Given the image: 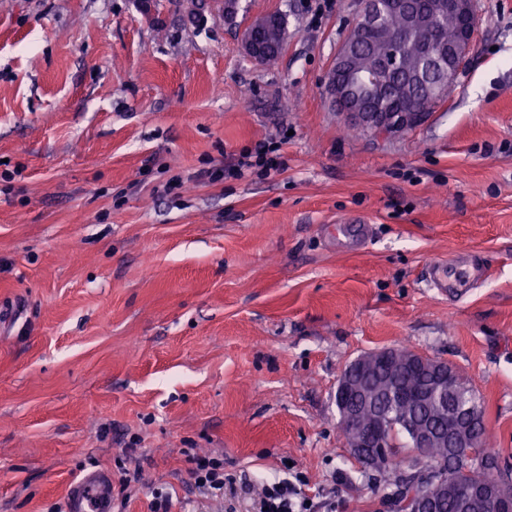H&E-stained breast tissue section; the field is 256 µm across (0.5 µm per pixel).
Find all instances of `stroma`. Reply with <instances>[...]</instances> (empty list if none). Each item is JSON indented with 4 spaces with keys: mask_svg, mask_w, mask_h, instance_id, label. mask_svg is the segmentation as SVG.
<instances>
[{
    "mask_svg": "<svg viewBox=\"0 0 512 512\" xmlns=\"http://www.w3.org/2000/svg\"><path fill=\"white\" fill-rule=\"evenodd\" d=\"M476 5L446 95L379 136L327 90L361 0H0V512H52L132 440L129 512L157 486L172 512H255L289 463L325 512H389L334 403L384 348L452 364L512 465V0ZM270 12L286 40L259 65L243 30ZM269 139L282 172L197 180ZM344 215L361 246L329 243ZM475 256L464 296L430 287V261ZM188 448L242 482L207 498Z\"/></svg>",
    "mask_w": 512,
    "mask_h": 512,
    "instance_id": "obj_1",
    "label": "stroma"
}]
</instances>
